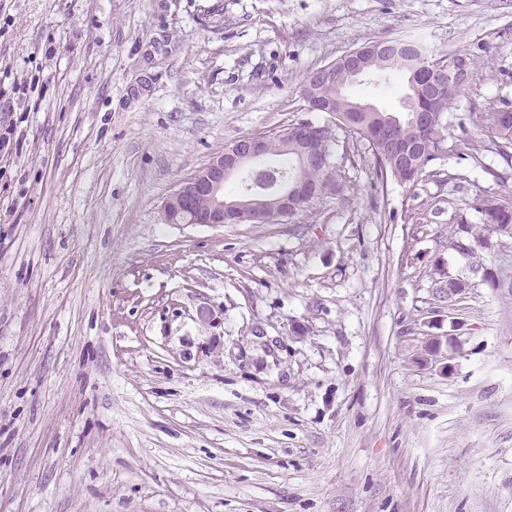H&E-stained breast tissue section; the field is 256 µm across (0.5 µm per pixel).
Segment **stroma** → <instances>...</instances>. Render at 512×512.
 <instances>
[{"label": "stroma", "instance_id": "obj_1", "mask_svg": "<svg viewBox=\"0 0 512 512\" xmlns=\"http://www.w3.org/2000/svg\"><path fill=\"white\" fill-rule=\"evenodd\" d=\"M391 38L474 66L417 185L343 133L290 221H163L234 140L334 124L306 77ZM507 103L512 0H0V512H512V235L452 244L512 193ZM486 121L485 130L495 153L509 166L512 159V109L509 105L493 108Z\"/></svg>", "mask_w": 512, "mask_h": 512}]
</instances>
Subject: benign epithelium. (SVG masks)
Returning a JSON list of instances; mask_svg holds the SVG:
<instances>
[{
	"mask_svg": "<svg viewBox=\"0 0 512 512\" xmlns=\"http://www.w3.org/2000/svg\"><path fill=\"white\" fill-rule=\"evenodd\" d=\"M359 50L353 49L342 56L349 64L347 83H357L366 76L367 70L356 59ZM409 99L406 107L413 112L414 122L427 119L425 111L415 106L413 97L422 93L427 97L453 95L454 88L469 82L471 76L460 74L453 64H433L422 57L408 66ZM294 139L307 146L324 144L328 140L327 127L301 121L292 126ZM265 139L262 136H246L232 143L224 152L215 156L209 164L182 182L162 206V218L168 224H242L283 222L297 212L307 201L309 194L295 177L281 175L258 182V177L272 169H258L256 163L266 157ZM243 177L245 191L233 200L224 199V184ZM204 193L213 203L206 215L197 214L192 207L194 195Z\"/></svg>",
	"mask_w": 512,
	"mask_h": 512,
	"instance_id": "7a95c632",
	"label": "benign epithelium"
}]
</instances>
